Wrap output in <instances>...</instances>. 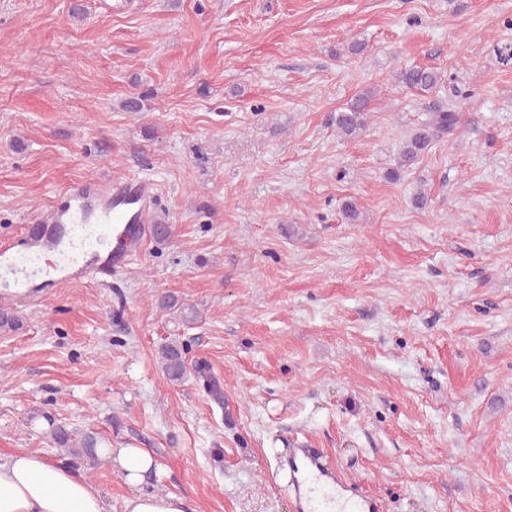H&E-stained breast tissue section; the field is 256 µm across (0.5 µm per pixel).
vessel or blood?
<instances>
[{
	"label": "vessel or blood",
	"mask_w": 512,
	"mask_h": 512,
	"mask_svg": "<svg viewBox=\"0 0 512 512\" xmlns=\"http://www.w3.org/2000/svg\"><path fill=\"white\" fill-rule=\"evenodd\" d=\"M157 199L148 178L78 180L58 204L24 225L21 237L0 239V300L31 301L44 289L111 276L129 261L124 245L140 237ZM54 255L44 263L45 255ZM294 490L301 512H380L376 501L348 495L310 449H298Z\"/></svg>",
	"instance_id": "vessel-or-blood-1"
}]
</instances>
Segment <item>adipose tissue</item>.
I'll list each match as a JSON object with an SVG mask.
<instances>
[{
    "label": "adipose tissue",
    "mask_w": 512,
    "mask_h": 512,
    "mask_svg": "<svg viewBox=\"0 0 512 512\" xmlns=\"http://www.w3.org/2000/svg\"><path fill=\"white\" fill-rule=\"evenodd\" d=\"M132 486L156 466L152 454L128 445L100 449ZM111 506L86 478L43 453L21 451L0 457V512H110Z\"/></svg>",
    "instance_id": "ef3b65f1"
}]
</instances>
